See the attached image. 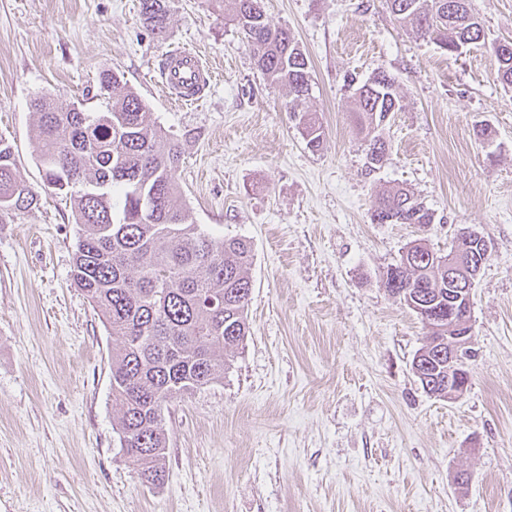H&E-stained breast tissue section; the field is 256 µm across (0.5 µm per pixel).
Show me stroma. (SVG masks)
Wrapping results in <instances>:
<instances>
[{
    "mask_svg": "<svg viewBox=\"0 0 512 512\" xmlns=\"http://www.w3.org/2000/svg\"><path fill=\"white\" fill-rule=\"evenodd\" d=\"M471 8L485 42L450 53L384 0H265L309 61L312 151L287 87L212 0H171L164 40L140 0H0V139L38 196L0 212V512H512V87L493 53L512 39V0ZM184 48L215 74L188 108L159 86L160 61ZM380 68L402 108L370 169L349 80ZM105 71L187 136L175 180L189 223L252 248L250 334L223 379L168 404L157 487L120 445L119 342L71 284L79 227L44 185L31 108L50 94L99 111ZM395 186L433 223H373ZM462 227L492 252L473 288L470 383L450 401L414 375L429 329L380 279L407 245L444 254Z\"/></svg>",
    "mask_w": 512,
    "mask_h": 512,
    "instance_id": "35a3bbf8",
    "label": "stroma"
}]
</instances>
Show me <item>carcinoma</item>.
Masks as SVG:
<instances>
[{"instance_id": "1", "label": "carcinoma", "mask_w": 512, "mask_h": 512, "mask_svg": "<svg viewBox=\"0 0 512 512\" xmlns=\"http://www.w3.org/2000/svg\"><path fill=\"white\" fill-rule=\"evenodd\" d=\"M396 19L420 37L446 46L477 44L483 28L470 0H385ZM224 17L252 47L261 72L288 87L289 111L302 127L307 147L319 150L324 130L316 117L298 112L309 95V61L286 28L269 24L264 0H217ZM149 30L164 38L169 0H141ZM496 55V78L512 86V41ZM100 112L79 101L44 95L31 107L38 117L39 157L46 182L69 198L80 225L71 284L120 340L112 354V398L121 406L120 442L142 482L164 479L166 405L211 384L229 367L228 353L249 334L247 310L252 255L243 239L214 237L187 223L175 173L184 140L165 131L152 113L113 71L99 75ZM354 121L369 146L386 145L375 135L388 111L401 109L395 79L379 69L355 88ZM34 194L18 179L11 145L0 140V211L27 209ZM420 211L418 223L431 224L434 213L406 187H392L374 204L373 221L402 216L403 205ZM381 287L412 311L448 313L458 287L448 282L447 256L423 243L407 247L388 267ZM448 323L430 329L432 345L415 357L420 383L435 394L448 380Z\"/></svg>"}]
</instances>
